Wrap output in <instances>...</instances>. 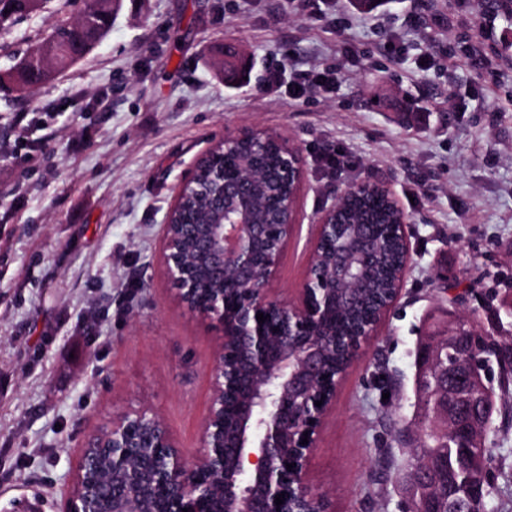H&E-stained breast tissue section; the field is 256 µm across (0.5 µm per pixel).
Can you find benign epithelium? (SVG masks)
Masks as SVG:
<instances>
[{
  "mask_svg": "<svg viewBox=\"0 0 512 512\" xmlns=\"http://www.w3.org/2000/svg\"><path fill=\"white\" fill-rule=\"evenodd\" d=\"M243 139L257 156L267 135L256 131L226 137L223 150L212 148L204 158L213 164ZM281 163L293 188L276 203V223L254 220L252 181L228 179L219 171L217 202L222 211L214 223L173 224L169 210L162 225L164 274L177 286L180 302L217 329L212 394L198 448L184 452L168 426L146 410L118 415L107 434L90 437L81 449L61 512H200L202 499L205 512H288V502L278 506L275 496L288 492L282 465L290 450L296 455L297 493L312 495L309 463L338 390L334 383L321 389L325 351L336 347L328 325L336 303L349 300L346 287L356 280L354 264L374 247L361 232L339 234L340 205L334 202L312 220L311 260L302 287L286 302L274 297L272 282L299 223L304 178L301 152L288 140ZM374 189L393 203L400 237L409 245L412 217L386 185L362 180L349 185L342 197ZM183 241L205 258L210 280L187 279ZM408 268L404 265L397 274L389 299L363 338L348 348L344 372L352 369L401 297ZM259 313L266 317L262 323L256 318ZM273 326L278 327L275 334ZM490 342L473 326L453 321L418 353L417 363L436 373L440 397L435 409L451 436L463 427L467 439L478 438L495 413L485 363L474 358L475 350ZM448 343L469 354L452 374L436 370ZM317 400L322 405H315ZM304 438L308 443H302ZM92 448L110 451V505L104 504L99 483L88 477L95 462Z\"/></svg>",
  "mask_w": 512,
  "mask_h": 512,
  "instance_id": "obj_1",
  "label": "benign epithelium"
}]
</instances>
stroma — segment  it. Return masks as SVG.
I'll return each mask as SVG.
<instances>
[{
    "instance_id": "obj_1",
    "label": "stroma",
    "mask_w": 512,
    "mask_h": 512,
    "mask_svg": "<svg viewBox=\"0 0 512 512\" xmlns=\"http://www.w3.org/2000/svg\"><path fill=\"white\" fill-rule=\"evenodd\" d=\"M487 3L384 0L371 16L344 7L339 25L316 0H124L84 60L32 95L0 91V508L39 495L53 512L85 442L122 412L150 410L197 448L215 329L178 301L161 228L197 161L254 130L304 157L275 297L301 287L310 221L349 184L388 185L413 218L403 293L340 384L308 473L330 512H407L394 437L412 423L430 315L472 307L478 331L512 336V19ZM83 7L20 18L0 34V73ZM393 37L400 52H383ZM477 42L484 69L465 56ZM228 44L244 79L213 67ZM280 68L338 70L336 91L290 102L264 84ZM333 150L348 164L332 176L317 158Z\"/></svg>"
}]
</instances>
